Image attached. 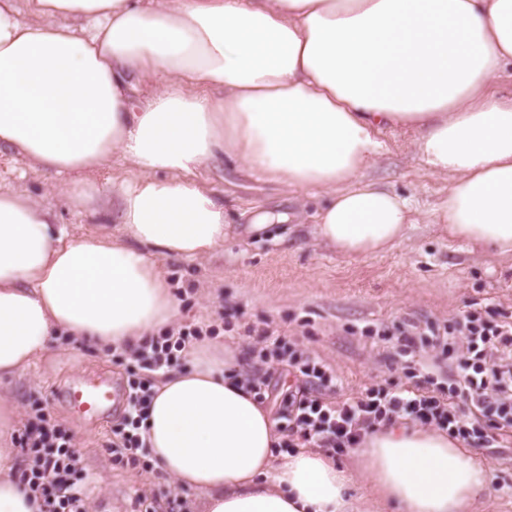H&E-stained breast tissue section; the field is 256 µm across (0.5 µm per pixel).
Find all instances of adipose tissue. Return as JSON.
I'll return each instance as SVG.
<instances>
[{
  "mask_svg": "<svg viewBox=\"0 0 512 512\" xmlns=\"http://www.w3.org/2000/svg\"><path fill=\"white\" fill-rule=\"evenodd\" d=\"M158 68L163 86L132 103L134 79ZM510 68L512 0H0V150L56 175L116 155L140 172L110 189L117 232L78 239L0 186V384L59 332L123 349L175 322L161 260L223 246L224 203L191 179L220 154L328 195L318 238L363 256L414 221L410 198L363 177L384 131H414L422 164L449 179L437 223L512 253V95L492 91ZM185 354L190 368L157 382L142 437L203 512H353V474L327 455L274 462L277 422L237 387L233 353ZM16 417L0 405V512H39ZM358 456L399 512H467L490 493L487 468L434 429L389 425Z\"/></svg>",
  "mask_w": 512,
  "mask_h": 512,
  "instance_id": "ef3b65f1",
  "label": "adipose tissue"
}]
</instances>
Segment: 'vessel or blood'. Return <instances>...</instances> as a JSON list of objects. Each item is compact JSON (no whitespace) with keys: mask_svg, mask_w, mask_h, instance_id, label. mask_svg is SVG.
Here are the masks:
<instances>
[{"mask_svg":"<svg viewBox=\"0 0 512 512\" xmlns=\"http://www.w3.org/2000/svg\"><path fill=\"white\" fill-rule=\"evenodd\" d=\"M61 396L71 414L82 422L100 420L104 414L125 403L124 390L105 376H93L69 386Z\"/></svg>","mask_w":512,"mask_h":512,"instance_id":"vessel-or-blood-1","label":"vessel or blood"}]
</instances>
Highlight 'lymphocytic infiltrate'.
I'll return each mask as SVG.
<instances>
[{"instance_id": "obj_1", "label": "lymphocytic infiltrate", "mask_w": 512, "mask_h": 512, "mask_svg": "<svg viewBox=\"0 0 512 512\" xmlns=\"http://www.w3.org/2000/svg\"><path fill=\"white\" fill-rule=\"evenodd\" d=\"M211 332L204 323L180 332L178 338L166 334L131 348L128 404L107 440L117 460L134 463L146 456L140 428L148 418L157 377L180 368L188 338ZM255 335L266 344L268 359L288 362L307 387L304 394L288 396L277 410L280 450L325 448L339 454L359 447L367 436L398 418L436 427L465 441L491 443L512 437V321L496 320L474 309L441 334H426L414 325L405 327L398 341L410 358V369L425 379L426 388L377 386L341 402L327 399L341 382L322 359L295 349L278 331L259 329ZM446 359L453 361V368H443ZM443 373L448 376L447 391H429L435 376ZM461 402L474 408L476 419H462L457 410ZM485 417L490 420L486 426L481 423ZM23 446L25 477L31 490L39 494L44 512H87L88 474L83 456L43 408H36Z\"/></svg>"}]
</instances>
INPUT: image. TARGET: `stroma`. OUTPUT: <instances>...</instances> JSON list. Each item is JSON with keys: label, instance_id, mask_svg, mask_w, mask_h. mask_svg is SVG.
Returning a JSON list of instances; mask_svg holds the SVG:
<instances>
[{"label": "stroma", "instance_id": "1", "mask_svg": "<svg viewBox=\"0 0 512 512\" xmlns=\"http://www.w3.org/2000/svg\"><path fill=\"white\" fill-rule=\"evenodd\" d=\"M414 132L389 130L388 151L364 177L411 197L417 211L401 243L366 257L340 255L316 235L315 214L323 198L288 191L223 158L197 176L224 200L228 229L224 244L196 260L164 259L179 306L177 328L213 324L208 337L216 349L244 357L256 350L248 329L263 324L288 335L301 350L320 356L342 388L332 401L359 396L390 383L414 385L399 354L398 328H445L464 312L493 308L512 315V255L499 256L450 239L433 210L448 182L427 173L414 150ZM73 175L41 172L10 152H0V184L25 189L52 208L70 235L112 232L111 212L71 211L65 198ZM261 212L285 214L283 223L255 225ZM127 355L61 335L26 373L0 385V399L18 408L14 438H22L34 403L65 427L83 454L90 476L88 512H196L197 494L171 486L156 465L115 462L106 441L115 424L72 418L54 391L75 380L104 373L127 380ZM466 451L489 470V496L470 512H512V445L470 442Z\"/></svg>", "mask_w": 512, "mask_h": 512}]
</instances>
